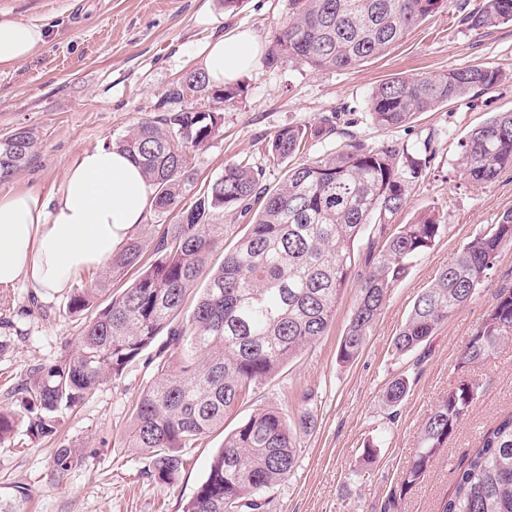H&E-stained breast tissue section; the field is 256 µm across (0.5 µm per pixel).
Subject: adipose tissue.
Wrapping results in <instances>:
<instances>
[{
	"mask_svg": "<svg viewBox=\"0 0 512 512\" xmlns=\"http://www.w3.org/2000/svg\"><path fill=\"white\" fill-rule=\"evenodd\" d=\"M46 26L0 16V69L43 49ZM252 31L232 29L209 43L203 68L212 85L235 83L260 54ZM153 206V189L128 154L108 143L80 150L47 192L0 194V287L27 280L51 294L69 291L105 266Z\"/></svg>",
	"mask_w": 512,
	"mask_h": 512,
	"instance_id": "adipose-tissue-1",
	"label": "adipose tissue"
}]
</instances>
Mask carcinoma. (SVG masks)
Masks as SVG:
<instances>
[{
    "label": "carcinoma",
    "mask_w": 512,
    "mask_h": 512,
    "mask_svg": "<svg viewBox=\"0 0 512 512\" xmlns=\"http://www.w3.org/2000/svg\"><path fill=\"white\" fill-rule=\"evenodd\" d=\"M294 11L275 33L266 64L282 59L314 70L348 69L381 54L448 0H291ZM470 32L512 22V0H482L463 14ZM501 72L471 64L447 72L410 74L380 83L370 98L371 117L382 128L411 122L418 114L495 87ZM238 85L212 86L202 70L172 84L165 102L178 104L120 134L113 145L131 156L154 189L153 212L173 223L159 224L150 237L134 236L108 262V278L152 261L133 284L101 306L104 284L73 288L66 312L81 320L74 347L50 365L32 368L11 396L21 410L0 408V439L24 424L35 439L54 436L60 414L149 350L167 332L170 359L158 365L152 383L136 403L126 443L148 455L147 477L172 483L186 469L188 449L224 425V416L263 380L315 344L334 321L336 306L356 267V244L371 225L385 236L377 262L364 275L338 358L350 363L361 353L395 285L411 264L444 232L432 215L386 226L403 211L422 174V164L394 145L352 147L290 165L272 188L261 185L250 166L228 164L224 174L188 207L181 202L196 188L192 153L220 132ZM333 131L325 125L288 127L268 143L272 156L292 157L304 139ZM37 142L30 129L0 138V178L8 180L30 162ZM463 175L476 187L512 170V112H499L460 143ZM255 212L253 222L225 252L215 271H205L224 225L218 213ZM512 242V210L503 212L442 268L415 299L394 338L395 350H415L459 308L468 304L500 253ZM198 291L188 324L174 326L187 295ZM512 333V289L503 290L474 330L460 366L490 357ZM408 380L385 387L388 406L399 404ZM480 386L466 378L439 401L420 431L400 493L425 477L448 436L467 415ZM81 448L62 446L51 460L63 478L81 463ZM298 460L288 418L276 408L252 413L224 437L208 474L183 512H272L270 491L292 475ZM26 488L0 492V512H23ZM441 512H512V414L483 435L481 446L459 470L454 493Z\"/></svg>",
    "instance_id": "cac0c4a2"
}]
</instances>
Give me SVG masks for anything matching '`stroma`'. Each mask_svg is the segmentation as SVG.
<instances>
[{
  "instance_id": "1",
  "label": "stroma",
  "mask_w": 512,
  "mask_h": 512,
  "mask_svg": "<svg viewBox=\"0 0 512 512\" xmlns=\"http://www.w3.org/2000/svg\"><path fill=\"white\" fill-rule=\"evenodd\" d=\"M480 0H448L446 8L413 27L381 55L347 69L316 71L282 60L258 62L240 79L242 92L224 110L220 133L194 152L197 189L230 163L248 164L262 184H278L288 169L267 153L281 129L330 119L328 138H312L300 158H317L353 146L395 144L418 157L422 176L408 207L394 216L406 224L430 212L444 234L414 262L391 293L359 357L340 363L338 348L359 283L351 281L326 336L255 386L216 430L190 450V464L173 484L149 481L145 454L126 437L136 401L150 384L155 361L143 356L123 374L99 386L66 412L57 436L31 439L19 428L0 441V488L24 486L32 498L25 512H183L205 479L213 454L255 409L273 406L296 422L308 411L313 426L297 435L298 466L271 493L273 512H440L456 476L485 431L512 413V335L484 362L459 366L475 328L512 287V242L470 303L456 311L417 349L396 352L393 340L415 299L437 272L484 225L512 209V172L488 186H473L459 165L460 141L498 112L512 111V23L475 34L461 26L462 13ZM291 10L290 0H243L233 13L220 0H0V12L50 29L48 45L7 71L0 70V136L19 128L37 135L29 165L0 193L46 189L59 182L76 153L159 114L167 89L202 66L201 49L230 29H252L269 47ZM483 63L503 79L493 89L418 115L394 129L377 126L369 113L372 91L402 74H438ZM65 296L26 281L0 287V407L30 369L57 360L78 329L64 309ZM404 376L409 391L396 407L382 397L386 384ZM481 395L434 462L424 481L404 498L395 493L412 460L426 417L463 378ZM377 456L370 475L355 470L366 442ZM79 446L84 459L64 479L54 477L55 448Z\"/></svg>"
}]
</instances>
